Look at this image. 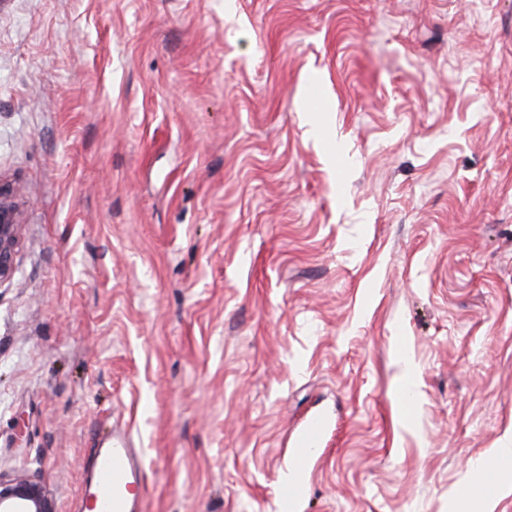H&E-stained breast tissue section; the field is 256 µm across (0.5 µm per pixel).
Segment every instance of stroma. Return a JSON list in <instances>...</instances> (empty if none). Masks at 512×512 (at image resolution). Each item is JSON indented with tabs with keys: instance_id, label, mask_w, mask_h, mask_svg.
I'll use <instances>...</instances> for the list:
<instances>
[{
	"instance_id": "1",
	"label": "stroma",
	"mask_w": 512,
	"mask_h": 512,
	"mask_svg": "<svg viewBox=\"0 0 512 512\" xmlns=\"http://www.w3.org/2000/svg\"><path fill=\"white\" fill-rule=\"evenodd\" d=\"M0 178L56 512L118 424L141 512H448L512 449V0H0ZM324 428V422L319 416L313 415L309 417L299 437V447L310 448L311 451L316 449L321 442Z\"/></svg>"
}]
</instances>
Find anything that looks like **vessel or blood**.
<instances>
[{
	"instance_id": "vessel-or-blood-1",
	"label": "vessel or blood",
	"mask_w": 512,
	"mask_h": 512,
	"mask_svg": "<svg viewBox=\"0 0 512 512\" xmlns=\"http://www.w3.org/2000/svg\"><path fill=\"white\" fill-rule=\"evenodd\" d=\"M324 432L319 416L309 417L299 437L303 448H317ZM143 487L141 451L131 435L113 429L106 446L96 448L83 502L93 503V512H138L137 496Z\"/></svg>"
}]
</instances>
